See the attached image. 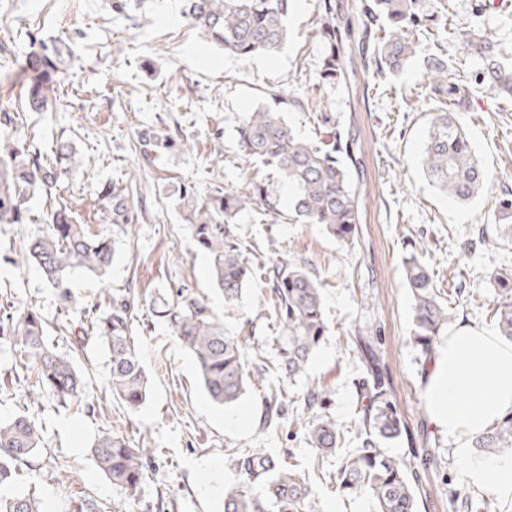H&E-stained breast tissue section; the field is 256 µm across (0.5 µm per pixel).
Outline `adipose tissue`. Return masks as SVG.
Here are the masks:
<instances>
[{
	"mask_svg": "<svg viewBox=\"0 0 512 512\" xmlns=\"http://www.w3.org/2000/svg\"><path fill=\"white\" fill-rule=\"evenodd\" d=\"M429 415L448 432L453 453L474 485H482L495 469L496 490L512 496V458L476 460L472 445L505 415L512 413V341L467 326L448 336L426 391Z\"/></svg>",
	"mask_w": 512,
	"mask_h": 512,
	"instance_id": "obj_1",
	"label": "adipose tissue"
}]
</instances>
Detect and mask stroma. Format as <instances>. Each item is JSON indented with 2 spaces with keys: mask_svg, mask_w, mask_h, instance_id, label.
<instances>
[{
  "mask_svg": "<svg viewBox=\"0 0 512 512\" xmlns=\"http://www.w3.org/2000/svg\"><path fill=\"white\" fill-rule=\"evenodd\" d=\"M450 60L476 72L481 59L463 53L461 27L477 29L512 57V5L507 0H445ZM318 0H295L292 35L270 55L237 58L208 43L182 14V0H0V102L20 107L19 62L31 49L17 33L27 26L37 38L68 43L70 78L54 111L24 112L19 126L37 148L50 152L58 136L72 139L84 158L82 170L63 177L60 193L71 198L75 216L91 231L110 230L116 257L105 279L82 269L71 276L74 300L61 304L36 265L22 258L27 236L41 230L50 211L47 197L30 203L26 224H0V320L26 308L47 322L55 351L73 354L88 383L87 406L63 408L40 396L36 362L13 345L0 344V422L29 417L41 444L21 464L11 490L36 498L41 512H224V491L237 480L239 453L264 448L293 452L316 486L308 512H373L368 499H348L336 489L342 458L361 440L356 431L363 365L353 340L360 327H373L390 380L389 397L411 439L384 445L416 472L424 512H468L459 494L472 498L469 512H512V498L495 492L496 475L472 486L453 453L446 430L434 424L426 406L429 373L412 339L411 297L403 258L423 251L448 306L451 327L465 324L493 330L495 290L489 275L512 269V232L498 224L500 199L512 197V99L475 88L457 112L487 181L465 205L433 188L421 167L432 109L426 104L424 74L412 64L390 83L375 85L360 60H352L344 81L318 83L321 50L314 32ZM299 89L321 104L320 111L290 108L285 117L303 137L330 141L333 132L352 134L359 162L361 222L353 244L328 236L314 224L271 220L256 209L237 217L238 234L251 244L253 262L290 258L323 281V312L330 332L307 369L309 380L329 390V411L344 432L336 453L319 455L289 422L259 427L262 399L274 376L253 384L235 406L213 403L198 378L192 354L152 312L155 302L185 288L207 297L224 317V329L248 342L249 361L273 358L274 319L265 314L267 285L252 282L237 306L228 309L209 275V260L185 224L179 194L199 197L244 191L267 179L266 170L238 153L240 117L272 93ZM169 128L177 143L143 156L138 135ZM224 152L215 155L213 143ZM120 180L130 186L135 207L144 210L132 234L106 226L96 192ZM133 289L139 311L133 326L150 392L129 411L108 388L110 358L96 338L71 348L61 326H86L94 307L111 290ZM122 433L132 444L154 449L145 481L127 497L97 468L89 454L102 431Z\"/></svg>",
  "mask_w": 512,
  "mask_h": 512,
  "instance_id": "stroma-1",
  "label": "stroma"
}]
</instances>
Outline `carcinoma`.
<instances>
[{
	"instance_id": "cac0c4a2",
	"label": "carcinoma",
	"mask_w": 512,
	"mask_h": 512,
	"mask_svg": "<svg viewBox=\"0 0 512 512\" xmlns=\"http://www.w3.org/2000/svg\"><path fill=\"white\" fill-rule=\"evenodd\" d=\"M294 0H184L183 14L205 37L225 53L242 58L280 50L291 36L289 16ZM320 22L316 36L323 51L318 82L334 83L345 78L347 55L336 20L335 0H319ZM362 34L365 66L378 79L399 74L416 58L426 77V98L434 103L422 170L448 198L466 202L484 187L486 176L453 112L466 107L470 84L485 86L504 99L512 97V62L500 55L499 44L488 38L467 37L466 48L485 62V75L474 82L448 79V57L443 51L419 55L420 35L426 19L416 11L415 0H363L357 15ZM71 51L66 44L41 46L21 62L26 77L25 105L30 112H47L67 73ZM309 105L301 94L282 91L272 106L260 105L244 113L236 129L242 157L274 171L288 185V221L318 224L339 241H352L360 223L359 191L351 166L350 143L342 133L336 141L322 144L299 135L285 120L284 112ZM81 155L73 142L57 139L53 156L31 150L23 138L0 139V224H24L27 203L37 193L49 196L64 175L80 172ZM187 201L183 220L193 240L210 262L213 283L224 294V306L235 307L251 279L262 275L270 285L268 305L278 322L273 366L285 384L292 385L306 372L311 357L327 333L323 318V283L304 265L282 259L264 267L249 261L236 233L234 219L251 205L274 219L281 215L280 197L262 182H251L248 193L226 192ZM98 211L107 224L129 227L138 221L130 189L120 181L107 183L96 193ZM112 234H96L77 223L64 196L51 206L47 230L28 236L24 260L43 273L59 299L70 302V274L86 270L98 277L107 274L115 254ZM404 278L412 295L413 339L424 362L432 360L438 336L448 327V306L438 295L423 258L410 253L404 261ZM497 288L494 309L498 335L512 341V270L490 275ZM106 307L92 325L97 340L110 357L108 387L112 396L134 411L144 404L149 392L132 324L137 304L135 294L106 293ZM174 336L194 356L205 391L212 401L235 405L246 385L263 376L262 368L249 362L245 342L224 331V321L204 298L181 288L171 301L156 306ZM14 345L35 357L37 381L42 393L60 407L81 403L86 381L76 370L73 358L57 354L46 344L44 320L30 308L0 322V343ZM355 349L366 376L362 381L359 426L362 446L347 455L338 470L340 491L356 498L366 496L374 512H420L414 477L405 460L380 449L382 440L399 439L406 433L398 413L388 399V386L381 354L374 340L358 333ZM327 390L317 381L306 383L298 421L310 447L321 454L333 453L342 431L326 413ZM283 398L270 393L262 400L263 427L278 423L283 415ZM41 443L35 422L17 417L0 423V489L11 486L16 466L32 456ZM484 455L512 457V414L495 424L475 441ZM154 450L140 448L120 433L102 432L91 446L98 469L127 495H135L146 477L147 463ZM239 480L224 491V512H307L313 488L297 465L280 455L256 449L237 456ZM256 482L264 484L260 496L252 492ZM0 512H39L28 495H1Z\"/></svg>"
}]
</instances>
